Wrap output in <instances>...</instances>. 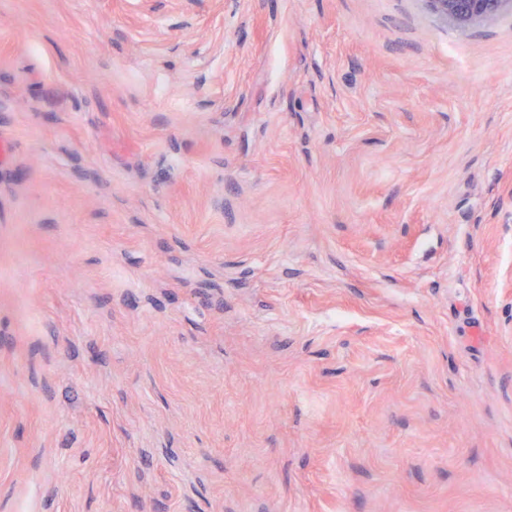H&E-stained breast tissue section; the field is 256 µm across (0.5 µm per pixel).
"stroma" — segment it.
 <instances>
[{
  "label": "stroma",
  "instance_id": "1",
  "mask_svg": "<svg viewBox=\"0 0 512 512\" xmlns=\"http://www.w3.org/2000/svg\"><path fill=\"white\" fill-rule=\"evenodd\" d=\"M0 512H512V9L0 0ZM439 14L467 28L499 13L511 0H427Z\"/></svg>",
  "mask_w": 512,
  "mask_h": 512
}]
</instances>
